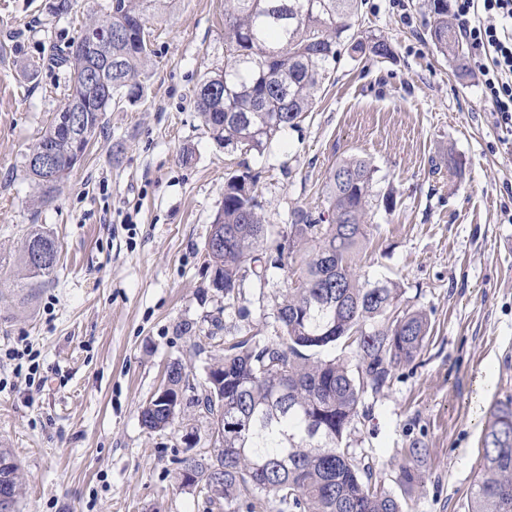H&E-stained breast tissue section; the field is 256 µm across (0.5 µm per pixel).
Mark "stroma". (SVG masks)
<instances>
[{"instance_id":"stroma-1","label":"stroma","mask_w":512,"mask_h":512,"mask_svg":"<svg viewBox=\"0 0 512 512\" xmlns=\"http://www.w3.org/2000/svg\"><path fill=\"white\" fill-rule=\"evenodd\" d=\"M47 2L0 0V448L26 478L18 512H224L178 486L181 459L214 441L189 402L237 330L275 336L288 275H248L234 300L212 288L205 245L224 183L257 175L268 239L283 243L295 208L331 221L326 176L351 155L395 200L371 218L362 270L398 282L430 320L415 361L365 394L352 446L406 512H468L490 411L512 400V130L477 70L436 52L423 0H364L355 28L392 56L342 51L312 112L247 153L219 148L194 106L224 65V0H161L142 99L113 102L62 191L37 204L25 156L66 94L50 55L108 0H76L61 20ZM34 229L59 244L45 277L21 261ZM25 343L43 384L16 370ZM176 362L188 405L172 429L148 431L140 411ZM414 441L426 479L407 496L398 476Z\"/></svg>"}]
</instances>
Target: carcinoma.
Listing matches in <instances>:
<instances>
[{
	"mask_svg": "<svg viewBox=\"0 0 512 512\" xmlns=\"http://www.w3.org/2000/svg\"><path fill=\"white\" fill-rule=\"evenodd\" d=\"M154 0H109L101 15L84 26L59 63L70 70L65 104L80 109L86 137L101 128L112 100L131 104L142 98L141 71L151 55L147 23ZM361 0H224V68L206 77L195 94V107L214 143L226 150H264L283 129L311 111L316 94L329 78L332 63L345 47L353 53L386 58L383 39L364 40L351 32ZM430 41L437 52L463 71L466 60L448 20V0H427ZM112 37L111 58L96 54L87 35ZM54 148L57 164L45 172L24 163L42 203L57 193L76 165L74 144L52 122L32 148ZM375 168L352 157L333 165L326 177L325 199L333 223L320 224L312 213L292 214L288 244L275 247L274 264L298 259L288 267V286L273 312L280 333L260 340L240 335L224 347V359L210 367L224 398L202 395L190 404L223 425L217 448L192 459L195 475L208 478L223 469V486L211 501L224 508L247 504L249 512H403L398 497L373 479L370 463L355 456L351 435L362 396L380 392L392 372L415 360L429 332L427 315L402 307L403 290L392 281L372 282L358 272L361 245ZM250 174L224 186V206L214 223L222 246L209 254L212 287L232 298L239 294L248 264L267 234L262 205ZM59 256L58 242L35 230L24 241L22 262L35 276L55 266L36 261L37 253ZM355 347L356 366L336 353ZM167 376L189 385L180 363ZM141 424L163 431L174 419L146 404ZM410 461L399 482L410 489L423 483L418 462L425 449L413 442ZM0 483L18 500L21 469L0 448ZM469 512H512V408L493 412L484 436L483 463L474 482Z\"/></svg>",
	"mask_w": 512,
	"mask_h": 512,
	"instance_id": "cac0c4a2",
	"label": "carcinoma"
}]
</instances>
